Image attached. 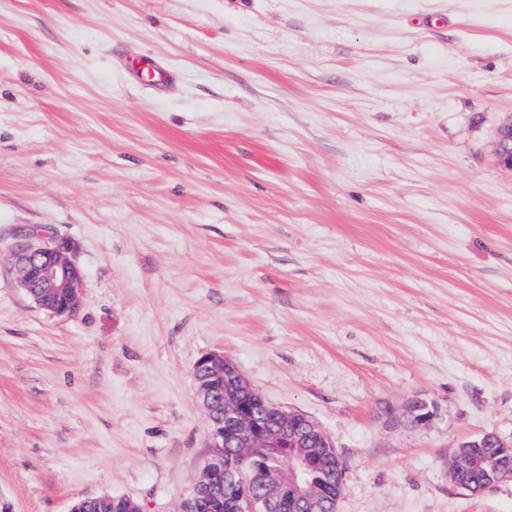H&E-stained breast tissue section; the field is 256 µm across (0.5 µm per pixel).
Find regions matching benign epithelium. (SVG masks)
Here are the masks:
<instances>
[{"label":"benign epithelium","instance_id":"obj_1","mask_svg":"<svg viewBox=\"0 0 512 512\" xmlns=\"http://www.w3.org/2000/svg\"><path fill=\"white\" fill-rule=\"evenodd\" d=\"M495 154L499 163L512 170V117L498 130ZM20 274V285L40 309L58 316L72 314L79 301L84 274L73 258V247L64 239L30 229L14 248ZM195 368L203 369L212 378L210 383L196 385L197 396L213 423L210 438L212 453L193 490L201 496L212 489L217 478L227 482L240 481L239 473L224 466V440L245 448H268L279 451V443L297 452L288 456L285 465L278 463L262 468L261 501L268 507L284 498L311 512H336L326 508L309 480L317 468L315 440H324L333 447L321 427L296 411L276 408L279 421L269 427L264 415L254 411L245 396L255 395L248 378L219 352L204 354ZM452 482L473 494L512 478V442L495 434L460 443L449 462Z\"/></svg>","mask_w":512,"mask_h":512}]
</instances>
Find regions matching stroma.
I'll return each instance as SVG.
<instances>
[{"label":"stroma","instance_id":"35a3bbf8","mask_svg":"<svg viewBox=\"0 0 512 512\" xmlns=\"http://www.w3.org/2000/svg\"><path fill=\"white\" fill-rule=\"evenodd\" d=\"M511 116L512 0H0V512H180L209 352L331 437L336 512H512L448 477L512 440ZM495 154L503 167L512 170V116L498 130ZM20 285L40 309L71 315L79 301L84 274L64 239L29 229L14 248Z\"/></svg>","mask_w":512,"mask_h":512}]
</instances>
